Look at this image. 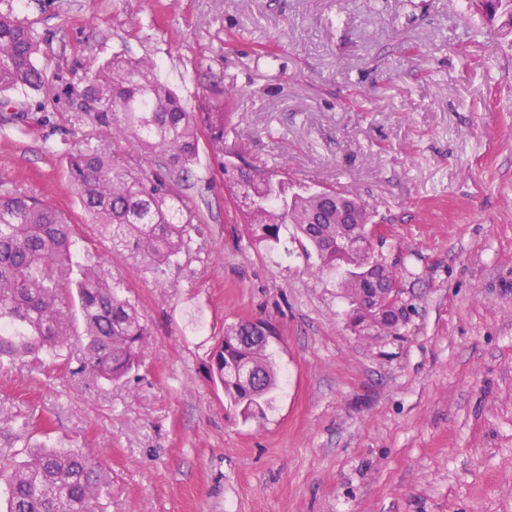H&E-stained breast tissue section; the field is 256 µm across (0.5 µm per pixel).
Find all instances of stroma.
I'll return each mask as SVG.
<instances>
[{
	"mask_svg": "<svg viewBox=\"0 0 512 512\" xmlns=\"http://www.w3.org/2000/svg\"><path fill=\"white\" fill-rule=\"evenodd\" d=\"M46 33L45 85L0 112V195L47 201L135 303L150 336L107 383L39 360L0 368L20 411L112 477L98 512H512V34L464 0H0ZM147 57L224 152L189 180L133 152L70 88L113 55ZM105 146L168 175L201 227L157 273L88 224L66 150ZM363 199L408 316L352 328L340 274L285 230L252 244L225 162ZM272 322L282 382L264 417L226 410L224 330ZM209 113V145L215 153L224 152V107L215 105Z\"/></svg>",
	"mask_w": 512,
	"mask_h": 512,
	"instance_id": "obj_1",
	"label": "stroma"
}]
</instances>
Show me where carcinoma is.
Here are the masks:
<instances>
[{
    "mask_svg": "<svg viewBox=\"0 0 512 512\" xmlns=\"http://www.w3.org/2000/svg\"><path fill=\"white\" fill-rule=\"evenodd\" d=\"M484 6L488 21H512V0H484ZM42 41L12 9L0 10L1 110L11 106L13 94L43 86ZM73 93L92 103L86 114L103 131L132 138L182 177L192 173L200 152L196 122L153 60L114 55ZM209 117V145L222 153L224 107L214 106ZM67 171L99 233L157 272L178 262L190 231L198 230L171 183L136 172L104 148L68 149ZM224 175L233 188V206L256 244L280 243L282 227L290 224L316 250L321 267L344 269L351 301L367 288H381L380 306L392 307V267L356 264L336 253V225L367 231L372 224L367 205L333 187L292 191L275 174L242 165L225 166ZM80 239L78 229L43 200L24 193L0 196V364L39 352L56 361L78 348L81 370L108 383L123 380L139 365L148 328L102 273L96 256L79 246ZM252 325L242 319L227 327L211 361L226 406L246 419L264 414L280 387L270 343L244 336ZM243 366L254 370L256 380L233 376ZM0 476L7 486L4 512H97L110 487L94 454L48 443L29 447Z\"/></svg>",
    "mask_w": 512,
    "mask_h": 512,
    "instance_id": "1",
    "label": "carcinoma"
}]
</instances>
